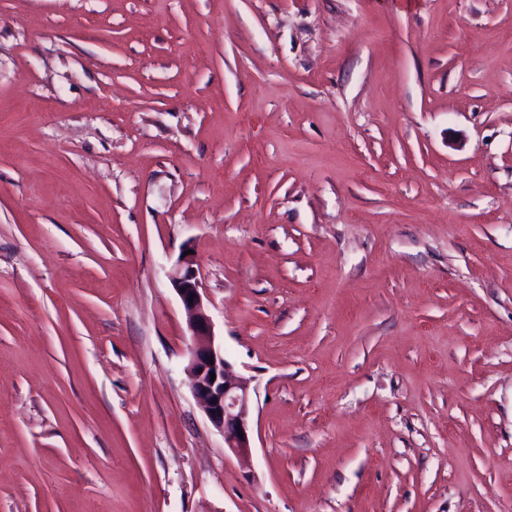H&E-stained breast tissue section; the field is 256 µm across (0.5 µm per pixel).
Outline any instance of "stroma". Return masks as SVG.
<instances>
[{
    "instance_id": "35a3bbf8",
    "label": "stroma",
    "mask_w": 512,
    "mask_h": 512,
    "mask_svg": "<svg viewBox=\"0 0 512 512\" xmlns=\"http://www.w3.org/2000/svg\"><path fill=\"white\" fill-rule=\"evenodd\" d=\"M0 512H512V0H0ZM191 250L186 247L169 275L171 285L189 315L188 330L192 345L186 370L194 397L212 425L224 437V449L235 456L251 451L249 386L226 358L224 348L215 342L201 271ZM194 294L193 302H189ZM213 357V362L209 358ZM210 372L215 373L211 381ZM240 426L243 437L239 436Z\"/></svg>"
}]
</instances>
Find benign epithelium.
<instances>
[{
  "instance_id": "1",
  "label": "benign epithelium",
  "mask_w": 512,
  "mask_h": 512,
  "mask_svg": "<svg viewBox=\"0 0 512 512\" xmlns=\"http://www.w3.org/2000/svg\"><path fill=\"white\" fill-rule=\"evenodd\" d=\"M189 315L192 345L186 370L194 397L212 425L222 433L224 448L235 456L251 451L249 386L215 342L201 271L192 254L182 253L169 275Z\"/></svg>"
}]
</instances>
